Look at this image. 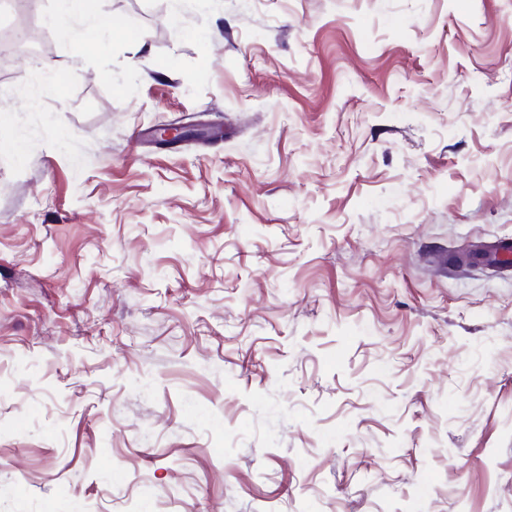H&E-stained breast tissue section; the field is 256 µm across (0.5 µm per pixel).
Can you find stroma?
Masks as SVG:
<instances>
[{
	"label": "stroma",
	"mask_w": 512,
	"mask_h": 512,
	"mask_svg": "<svg viewBox=\"0 0 512 512\" xmlns=\"http://www.w3.org/2000/svg\"><path fill=\"white\" fill-rule=\"evenodd\" d=\"M0 0V512H512V0ZM224 138L174 148L159 125ZM59 9L49 16L53 25H63L71 19H79L87 24L89 34L97 35L101 24L92 0H61Z\"/></svg>",
	"instance_id": "1"
}]
</instances>
